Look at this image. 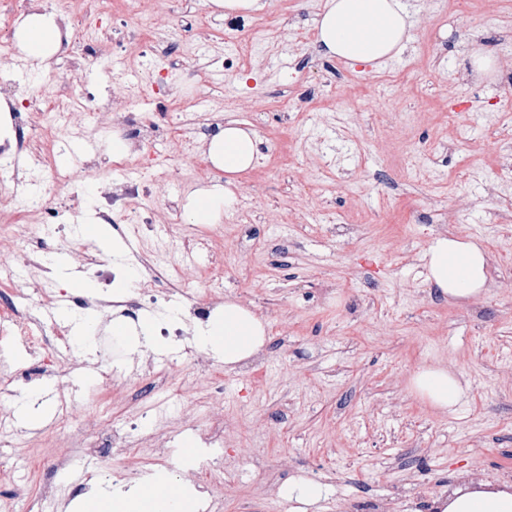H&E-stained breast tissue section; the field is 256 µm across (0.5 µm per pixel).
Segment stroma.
<instances>
[{
    "mask_svg": "<svg viewBox=\"0 0 512 512\" xmlns=\"http://www.w3.org/2000/svg\"><path fill=\"white\" fill-rule=\"evenodd\" d=\"M325 0H267L235 19L211 15L208 0H168L178 31L204 25L209 43L184 66L175 108L215 112L253 129L261 159L244 173L250 203L234 200L216 248L224 277L175 286L172 309L202 292L233 300L262 318L273 350L247 380L212 357L210 370L188 373L173 346L156 341L152 371L133 372L96 339L74 352L100 363L92 391L65 400L74 421L99 435L160 403L172 439L161 457L145 429L129 432L119 453L89 458L85 434L61 421L0 431V512H72L57 449L68 464L93 460L91 488L115 484L126 469L164 470L193 483L181 467V444L199 441L182 410L205 405L211 376L224 378L222 512H289L277 492L321 468L327 495L317 512H429L432 501L480 475L512 485V85L502 69L482 75L480 50L512 49L506 0H408L411 40L391 64L352 65L322 56L314 21ZM239 39L225 40L228 29ZM282 28L302 31L276 40ZM252 49L260 74L212 66L217 54ZM260 102L237 105L249 87ZM316 193L319 212L303 198ZM275 212L279 222H266ZM454 238L488 253L479 297L458 301L428 281L432 240ZM443 366L464 395L451 409L430 406L410 390L413 373ZM66 463V464H67ZM55 503L41 497L44 484Z\"/></svg>",
    "mask_w": 512,
    "mask_h": 512,
    "instance_id": "stroma-1",
    "label": "stroma"
}]
</instances>
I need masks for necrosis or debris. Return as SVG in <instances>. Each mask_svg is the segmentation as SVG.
Here are the masks:
<instances>
[{
  "mask_svg": "<svg viewBox=\"0 0 512 512\" xmlns=\"http://www.w3.org/2000/svg\"><path fill=\"white\" fill-rule=\"evenodd\" d=\"M51 10L60 30L62 44L78 47L69 68L62 74L40 77L30 59L20 51L14 38L0 43V64L21 74V81L0 90V98L9 109L0 114V125H10L13 136L0 138V171L9 174L12 190L0 198V316L12 320L20 334L26 335L35 326V314L49 305L51 298L65 301L75 310H93L102 323L116 316L132 320L146 313H159L155 324L159 337L169 339L184 335L188 325L206 322L216 308L212 299L196 298L178 315H167L170 296L156 288L161 270L149 267L133 297H115L111 288L122 280L125 264L101 258L86 243L68 242L69 223L81 206L77 196L86 180L96 184V217L105 224L126 225L130 235L140 236L143 227L158 230L175 223L177 212L169 199L172 180L181 179L192 185L203 179L202 139L182 134L171 135L164 154L145 150L147 142L157 141L172 110L169 85L173 75L165 65L169 55L160 45L159 37L169 29V18L160 0H138V11L149 24L148 34L120 31L118 24L95 22L93 28L80 24L82 0H53ZM115 47L123 53L149 56L157 63L156 74L148 75L139 86L119 81L109 82L106 98L96 112L67 109V102L82 97L95 102L97 87L86 85L85 71L97 61L104 49ZM107 138L118 135L127 146L139 176L113 178L112 171L99 163L97 151L78 157L68 169L54 166L53 155L65 137L80 138L86 133ZM14 224L25 225V233L11 232ZM68 244L70 262L75 269L92 271L100 291L90 298L78 291L57 290L48 295L52 272L51 254L60 244ZM184 254L207 253L209 263L178 264V276L215 277L224 271L223 256L212 249L211 232L188 229L180 237ZM38 270V278L22 280L23 295L34 299L32 310L18 306L10 289L20 267Z\"/></svg>",
  "mask_w": 512,
  "mask_h": 512,
  "instance_id": "4bbe7bcc",
  "label": "necrosis or debris"
}]
</instances>
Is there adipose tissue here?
<instances>
[{"label":"adipose tissue","instance_id":"adipose-tissue-1","mask_svg":"<svg viewBox=\"0 0 512 512\" xmlns=\"http://www.w3.org/2000/svg\"><path fill=\"white\" fill-rule=\"evenodd\" d=\"M412 18L406 0H325L315 21L318 51L326 57L353 64L379 63L401 53L411 40ZM19 48L41 65L50 62L59 34L45 14L22 18L15 30ZM204 152L212 166L224 173L220 185H205L185 197L183 212L193 224H216L233 203L231 188L238 177L257 166L259 138L255 131L230 122L208 140ZM428 279L442 295L454 299L480 296L486 284L487 258L479 246L445 237L428 249ZM266 324L250 309L225 302L224 314L201 327L197 345L223 357L227 367L250 357L266 340ZM412 392L432 406L445 410L463 396L457 378L446 368L420 367L410 379ZM167 507H159L151 483L99 488L83 502V512H188L190 494L175 484ZM431 512H512V490L458 486L435 499Z\"/></svg>","mask_w":512,"mask_h":512}]
</instances>
